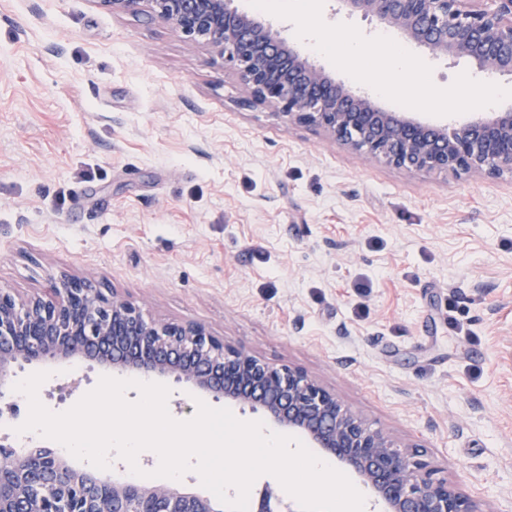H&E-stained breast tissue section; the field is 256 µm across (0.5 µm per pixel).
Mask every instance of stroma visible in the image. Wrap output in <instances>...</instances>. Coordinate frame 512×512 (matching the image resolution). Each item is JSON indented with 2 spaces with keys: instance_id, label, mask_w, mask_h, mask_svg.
Segmentation results:
<instances>
[{
  "instance_id": "obj_1",
  "label": "stroma",
  "mask_w": 512,
  "mask_h": 512,
  "mask_svg": "<svg viewBox=\"0 0 512 512\" xmlns=\"http://www.w3.org/2000/svg\"><path fill=\"white\" fill-rule=\"evenodd\" d=\"M404 46L438 87L486 78ZM243 98L147 16L0 0V289L74 275L203 324L512 512V174L398 169ZM104 373L64 365L39 393L60 413Z\"/></svg>"
}]
</instances>
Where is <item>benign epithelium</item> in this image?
I'll return each mask as SVG.
<instances>
[{
    "label": "benign epithelium",
    "mask_w": 512,
    "mask_h": 512,
    "mask_svg": "<svg viewBox=\"0 0 512 512\" xmlns=\"http://www.w3.org/2000/svg\"><path fill=\"white\" fill-rule=\"evenodd\" d=\"M147 14L234 70L246 105H269L288 122L388 165L424 173L512 174V111L458 127L388 112L300 55L234 0H100ZM436 56L466 58L512 76V0H342ZM93 362L146 379L185 382L204 396L262 412L305 436L370 487L384 512H493L434 477L422 451L403 449L298 368L273 366L203 325L146 319L90 280L69 276L24 303L0 289V389L20 361ZM0 512H224L182 484L145 485L74 468L48 449L19 454L0 440Z\"/></svg>",
    "instance_id": "obj_1"
}]
</instances>
